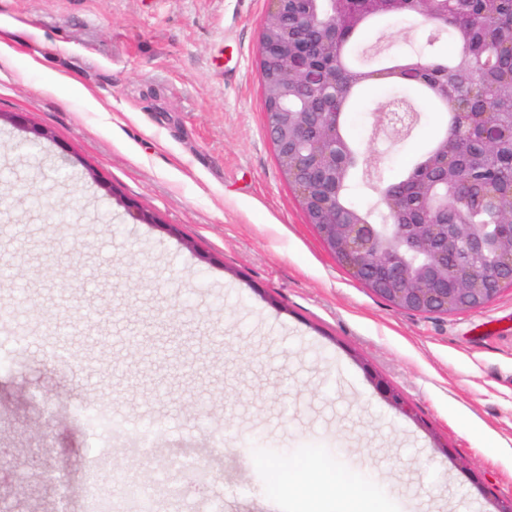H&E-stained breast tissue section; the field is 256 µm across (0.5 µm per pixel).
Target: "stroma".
<instances>
[{"instance_id":"35a3bbf8","label":"stroma","mask_w":512,"mask_h":512,"mask_svg":"<svg viewBox=\"0 0 512 512\" xmlns=\"http://www.w3.org/2000/svg\"><path fill=\"white\" fill-rule=\"evenodd\" d=\"M266 0H0V482L84 512L90 459L160 480L156 512H292L265 461L326 448L388 482L398 512H495L512 497V288L452 315L405 312L324 249L268 139L256 63ZM415 16L371 24L383 59L444 57ZM38 56L40 69L27 66ZM74 85L60 83V76ZM372 83L344 131L384 182L445 122L376 133L404 97ZM51 139H40L36 128ZM154 223H145V215ZM104 308L88 322L84 307ZM376 372L414 407L375 390ZM63 416L19 470L40 396ZM137 420L153 441L89 419ZM30 504L23 512H33Z\"/></svg>"}]
</instances>
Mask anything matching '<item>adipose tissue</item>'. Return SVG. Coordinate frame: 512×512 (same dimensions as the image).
I'll return each mask as SVG.
<instances>
[{
	"mask_svg": "<svg viewBox=\"0 0 512 512\" xmlns=\"http://www.w3.org/2000/svg\"><path fill=\"white\" fill-rule=\"evenodd\" d=\"M322 473L321 486L311 485V467ZM267 495L278 499L282 495L304 502L320 500L322 512H348L345 499L337 496L339 488L354 492L358 499L380 505L389 512L392 497L387 484L373 482L368 473L341 467L323 448H307L303 452L274 455L267 462Z\"/></svg>",
	"mask_w": 512,
	"mask_h": 512,
	"instance_id": "obj_1",
	"label": "adipose tissue"
}]
</instances>
